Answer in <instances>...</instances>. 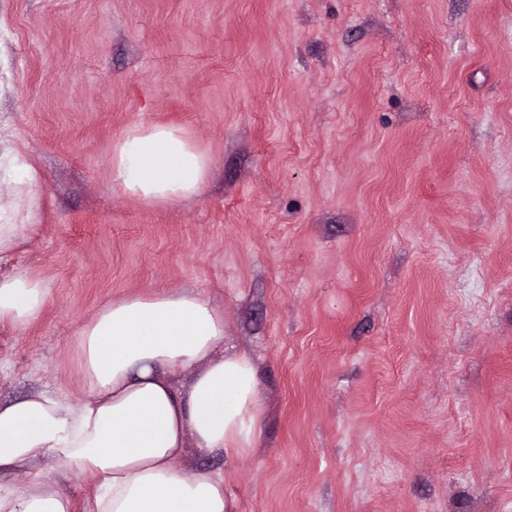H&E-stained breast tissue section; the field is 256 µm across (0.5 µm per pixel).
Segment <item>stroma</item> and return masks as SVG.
<instances>
[{
  "label": "stroma",
  "mask_w": 512,
  "mask_h": 512,
  "mask_svg": "<svg viewBox=\"0 0 512 512\" xmlns=\"http://www.w3.org/2000/svg\"><path fill=\"white\" fill-rule=\"evenodd\" d=\"M184 126L192 201L112 187V142ZM0 131L43 175L12 260L0 399L88 396L79 328L193 289L258 368L235 512H512V0H0ZM49 288L29 270L0 272V325L25 327L43 316Z\"/></svg>",
  "instance_id": "stroma-1"
}]
</instances>
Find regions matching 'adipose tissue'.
Returning <instances> with one entry per match:
<instances>
[{
  "label": "adipose tissue",
  "instance_id": "ef3b65f1",
  "mask_svg": "<svg viewBox=\"0 0 512 512\" xmlns=\"http://www.w3.org/2000/svg\"><path fill=\"white\" fill-rule=\"evenodd\" d=\"M214 161L184 127L131 123L112 142V184L147 206L200 197ZM42 180L0 137V263L40 228ZM27 206L18 209L17 198ZM49 290L28 270L0 272V325L39 321ZM89 398L39 393L0 403V512H74L61 479L90 475L87 512H232L222 472L189 454L245 457L261 435L256 366L225 344L224 314L194 291L102 305L77 333Z\"/></svg>",
  "mask_w": 512,
  "mask_h": 512
}]
</instances>
